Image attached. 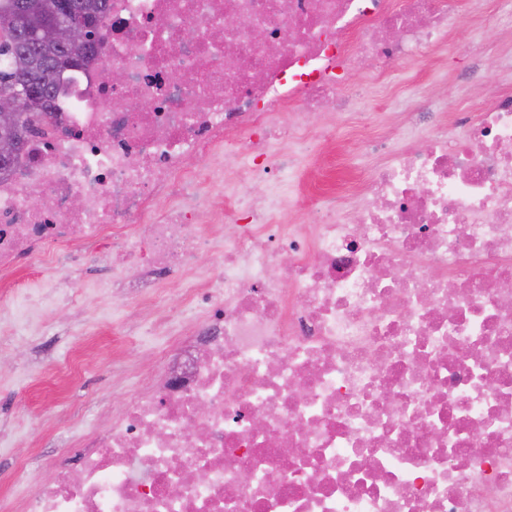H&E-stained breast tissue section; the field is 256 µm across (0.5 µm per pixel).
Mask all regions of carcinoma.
Instances as JSON below:
<instances>
[{"label":"carcinoma","mask_w":512,"mask_h":512,"mask_svg":"<svg viewBox=\"0 0 512 512\" xmlns=\"http://www.w3.org/2000/svg\"><path fill=\"white\" fill-rule=\"evenodd\" d=\"M76 10L83 12L96 28L97 14L108 6V0H72ZM25 5L29 25L23 29L17 25L20 5ZM62 11L60 0H0V97L15 92L13 78L32 71L38 72L37 82L30 89V102L26 112H47L54 98L59 77L68 68L76 67L94 49L80 55L74 54L67 46L45 37L35 31L57 19Z\"/></svg>","instance_id":"cac0c4a2"}]
</instances>
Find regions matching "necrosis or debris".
I'll use <instances>...</instances> for the list:
<instances>
[{"label":"necrosis or debris","mask_w":512,"mask_h":512,"mask_svg":"<svg viewBox=\"0 0 512 512\" xmlns=\"http://www.w3.org/2000/svg\"><path fill=\"white\" fill-rule=\"evenodd\" d=\"M459 4L109 0L0 172V280L103 259L173 343L49 482L20 474L17 512H512V94L454 138H375L352 194L277 218L289 145L329 149L351 74L437 59ZM271 166L263 199L210 192ZM172 275L189 316L159 307Z\"/></svg>","instance_id":"4bbe7bcc"}]
</instances>
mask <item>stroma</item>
Segmentation results:
<instances>
[{
  "instance_id": "stroma-1",
  "label": "stroma",
  "mask_w": 512,
  "mask_h": 512,
  "mask_svg": "<svg viewBox=\"0 0 512 512\" xmlns=\"http://www.w3.org/2000/svg\"><path fill=\"white\" fill-rule=\"evenodd\" d=\"M480 2L476 10L464 0L454 36L462 45L479 44L481 55L452 54L438 66L375 64L356 72L364 97L349 112H323L322 121L336 124L340 137L330 152L299 159L295 183L308 193L325 183L349 194L377 162L367 140L388 133L402 115L417 111L416 89H427L438 99V118L446 122L471 96L489 101L512 92V20L489 23L486 16L496 0ZM489 68L499 74L492 84L482 78ZM112 278L97 263L81 266L71 284L58 291L61 301L48 314L50 329L24 337L10 333L6 300L12 290L0 284V501L20 497L13 481L18 466H25L35 481H50L53 453L77 447L81 426L101 408L119 413L153 368L155 351L169 345V337L162 335L145 337L140 345L129 343L127 331L146 329L150 315L139 300L119 303L107 287ZM74 356L94 367L80 381L63 369Z\"/></svg>"
}]
</instances>
